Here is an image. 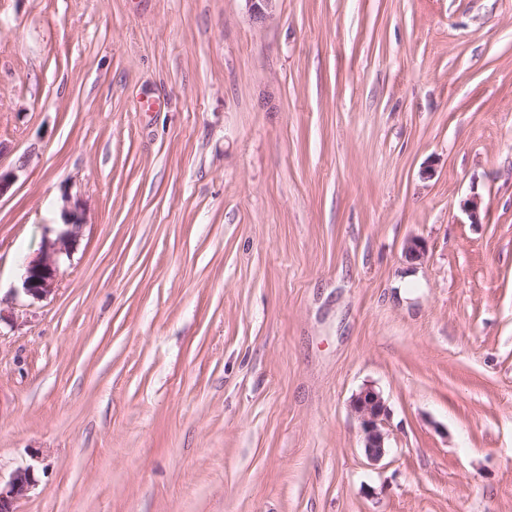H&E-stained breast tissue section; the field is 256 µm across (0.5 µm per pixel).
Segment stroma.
<instances>
[{"mask_svg":"<svg viewBox=\"0 0 512 512\" xmlns=\"http://www.w3.org/2000/svg\"><path fill=\"white\" fill-rule=\"evenodd\" d=\"M0 170L17 512H512V0H0ZM70 217L64 224L67 228L54 241L46 240L25 264L23 290L34 299H46L57 289L60 256L70 255L84 224L78 213L72 212ZM349 406L360 423L367 457L371 461H379L388 450L385 446L386 433L383 425L389 417V410L381 392L367 386L352 396Z\"/></svg>","mask_w":512,"mask_h":512,"instance_id":"obj_1","label":"stroma"}]
</instances>
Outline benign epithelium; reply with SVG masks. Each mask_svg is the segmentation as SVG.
<instances>
[{
    "mask_svg": "<svg viewBox=\"0 0 512 512\" xmlns=\"http://www.w3.org/2000/svg\"><path fill=\"white\" fill-rule=\"evenodd\" d=\"M244 2L251 17L260 21L267 17L274 0ZM82 226V216L76 212L70 213L66 229L55 240L45 241L36 255L28 259L23 277V290L27 295L42 300L55 292L60 256L70 255ZM403 251L409 261H421L426 253V243L419 237H409L404 243ZM349 406L360 423L367 457L372 461L382 459L387 453L383 425L389 417V410L381 392L367 386L352 396ZM36 486L37 479L30 467H18L6 476L0 475V512H16V504L26 498Z\"/></svg>",
    "mask_w": 512,
    "mask_h": 512,
    "instance_id": "1",
    "label": "benign epithelium"
}]
</instances>
